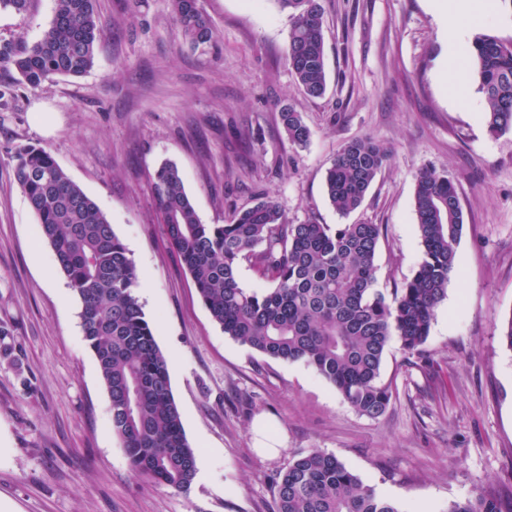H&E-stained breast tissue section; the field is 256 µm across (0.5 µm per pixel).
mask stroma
Instances as JSON below:
<instances>
[{
  "mask_svg": "<svg viewBox=\"0 0 512 512\" xmlns=\"http://www.w3.org/2000/svg\"><path fill=\"white\" fill-rule=\"evenodd\" d=\"M106 35L93 68L0 100V512H275L272 478L293 456L335 454L399 512H446L479 493L512 500V132L494 136L476 67H443L458 30L512 40V8L485 0L465 19L433 0H323L328 88L308 98L286 60L291 23L276 0H200L218 42L185 43L169 0H98ZM55 0L0 10V44L38 41ZM311 136L292 147L282 106ZM391 158L360 208L339 214L324 175L349 141ZM49 152L110 221L140 272L138 296L168 360L197 471L187 491L142 481L112 432L109 398L80 303L14 180V152ZM175 164L205 224L262 193L300 224L382 227L374 288L415 274L423 249L414 190L426 170L457 187L464 229L455 273L419 353L387 348L391 399L372 419L312 368L225 336L171 247L149 178ZM278 422L263 457L251 424ZM252 446L258 451L268 455H277L283 448L284 439L280 427L267 418L260 415L251 425Z\"/></svg>",
  "mask_w": 512,
  "mask_h": 512,
  "instance_id": "obj_1",
  "label": "stroma"
}]
</instances>
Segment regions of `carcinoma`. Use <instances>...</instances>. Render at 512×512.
I'll use <instances>...</instances> for the list:
<instances>
[{
	"mask_svg": "<svg viewBox=\"0 0 512 512\" xmlns=\"http://www.w3.org/2000/svg\"><path fill=\"white\" fill-rule=\"evenodd\" d=\"M98 0H55V15L41 38L0 46V67L36 88L56 75L81 76L95 64L104 38ZM185 42L215 41L199 0H170ZM291 30L286 58L299 87L312 98L327 88L324 8L321 0H278ZM480 89L493 135L512 132V41L480 33L473 40ZM288 142L307 147L310 130L292 107L280 110ZM386 147L369 138L348 142L326 171L325 191L342 215L358 209L388 163ZM14 177L35 212L42 236L80 302V322L106 387L112 431L135 474L154 485L187 490L196 474L175 403L168 361L142 309L139 273L106 215L45 150L14 152ZM167 238L224 335L256 352L301 361L335 387L344 402L376 419L390 401L380 384L387 347L419 351L455 269L464 215L455 185L424 172L414 192L423 260L391 298L374 290L381 225L291 224L273 197L263 194L222 224H204L179 169L161 166L151 182ZM248 263L271 287H241ZM276 512H399L333 453L315 448L294 457L274 478ZM446 512H503L498 498L478 494Z\"/></svg>",
	"mask_w": 512,
	"mask_h": 512,
	"instance_id": "carcinoma-1",
	"label": "carcinoma"
}]
</instances>
